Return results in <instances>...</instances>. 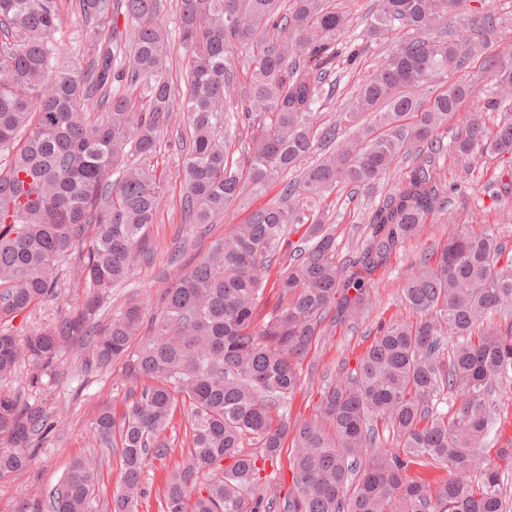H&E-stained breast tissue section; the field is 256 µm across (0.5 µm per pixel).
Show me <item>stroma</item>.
I'll return each instance as SVG.
<instances>
[{"instance_id":"1","label":"stroma","mask_w":512,"mask_h":512,"mask_svg":"<svg viewBox=\"0 0 512 512\" xmlns=\"http://www.w3.org/2000/svg\"><path fill=\"white\" fill-rule=\"evenodd\" d=\"M489 4L502 16L503 24L485 46L471 57L467 69L460 74L461 79L471 84L473 94L470 103L465 104L449 123L448 132L452 135L463 129L473 115H480L490 127L502 118L501 113L481 109L483 102L496 93L495 80L490 72L485 71L483 59L492 54H512V0H489ZM59 9L60 18L53 37L63 43L69 63L84 66L89 44L97 39H105L107 31L88 26L71 0H60ZM163 23L170 37L172 60L169 79L177 100L181 101L188 93L190 54L179 39L176 9H168ZM404 35V30L391 29L359 42L358 61L352 68L340 70V93L328 107L320 109V122L336 121L349 99V89L368 78L376 63ZM236 58L235 79L227 95L224 137L228 142L230 159L242 165L246 162L251 138L259 128L257 120L245 119L243 115L252 72L248 49H239ZM187 130L184 112L175 109L164 136L166 146L154 160L157 173L163 179L164 191L156 222L148 232L153 258L149 263L140 264L125 282L113 288L107 299V310H118L124 300L132 296L144 303L146 313H153L169 278L179 269L178 264L170 260L175 246L187 245V259L200 260L207 254L212 242L223 238L231 225L244 223L253 211L280 199L282 185L278 182L263 193H245L241 200L231 206L226 218L211 225L207 235H200L197 226L186 219L181 207L185 187L178 172L186 151L180 148L178 139ZM501 170V164L487 154L468 163L452 157L447 159L444 170L446 181L450 184L464 183V194H449L446 209L431 215L420 236L403 244L392 254L388 265L377 271L370 290V304L363 314L346 321L323 324L321 336L317 337L299 365L302 385L288 406L290 422L307 420L317 414L321 386L335 379L341 366H356L358 358L373 341L378 322L409 317L410 312L401 301V288L414 271L419 258L440 248L452 228L468 224H495L499 227L502 240L512 247V223L501 221L502 211H512V195L498 196L495 183ZM397 183L398 176L393 173L374 193L356 192L348 186L339 187L318 202V209L328 212L336 230L339 261L346 262L357 256L378 206ZM59 278V299L33 311L28 319H15L13 327L18 333H25L37 325L56 322L68 309L81 302L85 290L76 271L72 267H65L60 271ZM87 357V351L67 350L62 357L58 376L47 386L31 384L23 369L14 379L0 383V390L18 394L25 402L45 407L52 413L56 424L54 434L42 444L32 466L8 482L0 483V512H15L17 502L22 499L32 504L43 502L74 460L91 456L96 447L93 422L98 413L106 407L118 413L126 408L125 396L131 384L124 379L120 365L89 367L85 364ZM186 424V412L176 411L165 433L166 438L174 442V453L163 460L153 457L146 460L143 480L150 495L141 500L137 512H161L158 490L162 488L168 471L181 460Z\"/></svg>"}]
</instances>
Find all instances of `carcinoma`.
I'll return each mask as SVG.
<instances>
[{
    "mask_svg": "<svg viewBox=\"0 0 512 512\" xmlns=\"http://www.w3.org/2000/svg\"><path fill=\"white\" fill-rule=\"evenodd\" d=\"M59 2L0 0V32L10 37L0 46V150L15 151L0 170V381L23 365L32 383L51 380L68 347H89L99 367L118 362L126 379L149 381L121 417L106 408L94 421L102 454H120L124 468L112 512H133L147 496L144 462L174 452L164 433L179 406L189 412V446L168 471L162 512H388L394 500L405 512H512L486 453L500 417L495 389L512 388V255L495 224L455 232L420 257L401 289L416 319L377 326L357 366L324 387L319 417L291 425L286 416L301 386L296 364L327 317L359 314L374 274L443 208L447 189H458L442 180L447 157L490 153L508 163L503 191L512 186V120L491 129L472 121L446 142L470 85L422 97L497 30L486 0H378L365 36L399 23L417 37L357 85L328 127L314 114L336 97V67L357 59L344 11L329 0H178L180 39L193 51L191 145L179 172L192 223L208 226L245 191L261 193L330 150L283 187L288 205L256 210L204 259L183 265L151 317L130 299L110 319L105 298L147 258L161 199L152 160L173 109L159 24L168 3L78 0L85 23L112 29L74 69L51 39ZM462 2L472 26L453 36L448 14ZM120 15L129 25L121 31ZM240 46L254 57L246 111L268 116L244 173L224 150ZM484 68L497 93L481 109L512 112V56L490 55ZM123 86L139 90L146 107L132 110ZM400 158L411 165L377 208L358 259L338 264L336 235L313 204L338 186L375 188ZM301 227L295 246L290 235ZM285 249L276 302L260 322L267 274ZM71 264L86 288L82 303L51 326L15 333V318L58 298L55 271ZM451 394L459 405L439 409ZM378 419L399 447H378ZM53 431L51 413L0 393V482L29 468ZM246 438L255 449L243 447ZM289 438L296 494L282 499L263 473ZM414 466L448 478L432 485L411 475ZM100 479L97 459H77L46 502L21 500L16 512H92Z\"/></svg>",
    "mask_w": 512,
    "mask_h": 512,
    "instance_id": "carcinoma-1",
    "label": "carcinoma"
}]
</instances>
